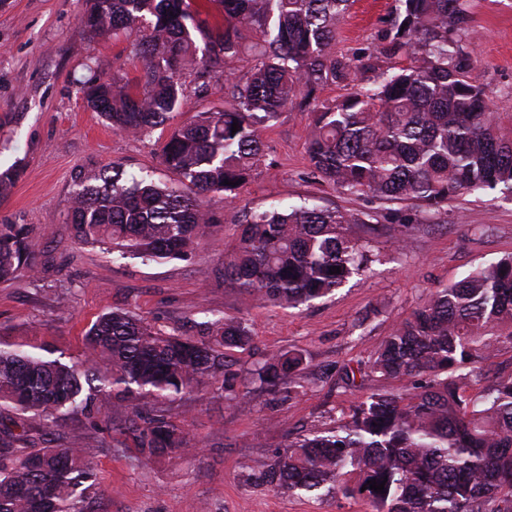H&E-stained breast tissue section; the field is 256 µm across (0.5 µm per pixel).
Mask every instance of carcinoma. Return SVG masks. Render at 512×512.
Returning a JSON list of instances; mask_svg holds the SVG:
<instances>
[{
  "mask_svg": "<svg viewBox=\"0 0 512 512\" xmlns=\"http://www.w3.org/2000/svg\"><path fill=\"white\" fill-rule=\"evenodd\" d=\"M212 2L222 6L221 25L202 17L194 0H87L83 26L135 37L143 62L134 79L104 78L89 66L81 83L87 106L117 132L137 137L165 125L182 107L186 64L204 77L245 45L251 59L230 78V103L169 135L160 159L170 181L129 177L115 164L78 171L69 224L80 244L149 262L187 259L219 224L202 195L235 200L261 163L262 129L295 103L316 108L307 137L313 173L344 195L426 211L466 191L512 196V116L490 110L485 89L467 80L465 0H398L383 53L405 63L381 72L370 55L336 51L337 25L354 0ZM329 85L349 92L318 101ZM377 231L339 207L251 211L225 252L224 286L246 308L309 305L368 269L375 261L369 236ZM334 266L340 273H330ZM23 272H38L25 228L1 224L0 283ZM505 342L512 344V254L431 293L364 363L409 385L361 397L326 431L288 438L264 481L363 499L371 512H512V377L468 394ZM252 344L246 320L226 314L192 337L114 309L97 317L68 362L43 336L16 339L0 330V512H103L83 434L64 447H38L32 418L53 427L90 415L98 401L129 407L133 416L106 425L112 434L133 435L149 458L196 456L169 408L219 377L233 388L226 354ZM303 361L299 352L268 355L249 380L274 395H297Z\"/></svg>",
  "mask_w": 512,
  "mask_h": 512,
  "instance_id": "cac0c4a2",
  "label": "carcinoma"
}]
</instances>
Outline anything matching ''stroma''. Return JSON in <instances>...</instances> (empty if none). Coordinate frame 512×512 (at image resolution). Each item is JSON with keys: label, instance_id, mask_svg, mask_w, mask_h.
<instances>
[{"label": "stroma", "instance_id": "stroma-1", "mask_svg": "<svg viewBox=\"0 0 512 512\" xmlns=\"http://www.w3.org/2000/svg\"><path fill=\"white\" fill-rule=\"evenodd\" d=\"M85 7L86 0H0V172L16 175L0 194V224L29 227L39 269L37 278L0 283V326L18 334L37 329L70 355L97 316L115 308L136 311L176 335L195 334L198 323L214 315L243 314L254 341L229 354L239 374V401L227 399L217 382L172 407L173 418L198 444L197 456L148 458L132 437L113 441L104 425L123 415L110 407L54 428L53 443L67 444L73 432H84L86 455L107 494L106 512H371L360 499L273 491L260 471L282 451L287 435L332 427L361 396L403 388V381L376 375L350 387L344 371L368 359L432 290L512 254V198L491 190L465 193L432 214L343 195L314 179L306 149L313 115L295 108L264 129V160L236 200L206 196L221 229L190 260L145 262L75 244L68 215L79 169L114 162L130 174L170 178L159 159L169 127L147 138L125 135L82 98L87 67L106 77L133 78L142 70L133 38L94 36L83 27ZM394 8L395 0H355L337 27V51L373 53L379 70L394 67L381 53ZM466 10L467 75L485 88L494 111L512 113V0H466ZM182 82L185 104L174 124L222 108L228 99L224 74L203 82L188 69ZM304 202L378 212L383 229L372 242L376 261L312 305L242 310L219 275L226 244L247 212ZM404 224L410 232L391 244ZM288 351L305 358L303 393L274 400L247 382L257 361Z\"/></svg>", "mask_w": 512, "mask_h": 512}]
</instances>
